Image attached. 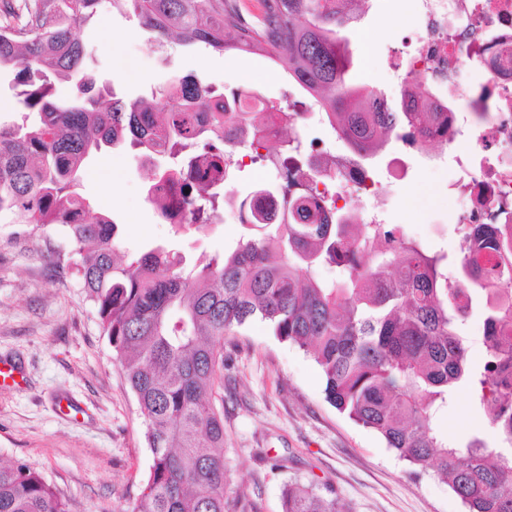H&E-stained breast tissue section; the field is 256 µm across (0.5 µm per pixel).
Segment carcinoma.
<instances>
[{
	"label": "carcinoma",
	"mask_w": 512,
	"mask_h": 512,
	"mask_svg": "<svg viewBox=\"0 0 512 512\" xmlns=\"http://www.w3.org/2000/svg\"><path fill=\"white\" fill-rule=\"evenodd\" d=\"M157 41L262 52L324 105L328 124L358 166L391 139L429 135L446 145L448 124L412 96L391 100L350 77L342 31L367 0H259L246 19L230 0H111ZM101 0H20L0 9V69L14 71L21 122L0 124V218L44 233L67 229L57 273L78 281L95 308L146 420L151 465L131 512H231L224 464V336L254 319L303 349L319 367L325 397L378 433L412 473L433 475L468 512H512V224H487L465 241L454 278L448 256L400 224H349L334 187L283 176L237 201L249 230L234 250L189 264L162 246L133 258L116 250L118 226L79 191L78 173L104 146L156 145L177 164L158 179L195 181L182 223L206 226L215 183L235 145L224 129V94L191 78L127 99L96 86L90 47L74 30ZM74 83L57 94L55 80ZM236 123L259 130L293 114L248 90L233 95ZM334 267V280L318 275ZM483 318L474 361L458 323ZM461 388L486 415L501 450L474 436L448 445L436 415ZM283 512H339L331 489L289 483ZM0 512H68L36 469L0 464Z\"/></svg>",
	"instance_id": "carcinoma-1"
}]
</instances>
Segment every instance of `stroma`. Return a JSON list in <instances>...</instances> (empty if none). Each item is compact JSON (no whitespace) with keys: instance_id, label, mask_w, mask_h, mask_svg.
<instances>
[{"instance_id":"35a3bbf8","label":"stroma","mask_w":512,"mask_h":512,"mask_svg":"<svg viewBox=\"0 0 512 512\" xmlns=\"http://www.w3.org/2000/svg\"><path fill=\"white\" fill-rule=\"evenodd\" d=\"M415 0H369L346 29L349 41L370 32L371 57L359 59L356 84L386 88L395 50L416 34ZM93 50L95 70L128 98L174 76H194L224 93L259 91L287 106L295 86L287 69L259 54L216 52L205 46L160 44L136 17L102 0L95 17L77 30ZM403 155L405 180H395L389 159ZM467 155L464 136L445 150L418 152L391 142L372 164L386 195L384 223L435 249L457 254L453 226L459 208L448 190ZM153 169L136 147L102 149L82 176L93 205L119 227L121 253L134 256L166 244L187 257L235 247L243 228L235 218L203 234H175L146 200ZM63 227L49 237L24 224L0 223V359L21 365L19 383H0V461L22 460L39 470L67 501L69 512H126L151 464L146 423L115 351L81 285L55 273L67 252ZM314 361L279 340L262 321L236 328L224 340V459L230 497L255 512H282V492L297 480L332 487L342 512H466L437 478L414 477L405 461L372 430L329 404ZM448 439L478 435L496 447L485 416L459 392L441 416ZM287 461L272 466L273 458Z\"/></svg>"}]
</instances>
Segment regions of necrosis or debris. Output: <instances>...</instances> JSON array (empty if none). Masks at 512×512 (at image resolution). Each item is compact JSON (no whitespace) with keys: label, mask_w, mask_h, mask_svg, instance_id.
<instances>
[{"label":"necrosis or debris","mask_w":512,"mask_h":512,"mask_svg":"<svg viewBox=\"0 0 512 512\" xmlns=\"http://www.w3.org/2000/svg\"><path fill=\"white\" fill-rule=\"evenodd\" d=\"M422 36L406 55V69L429 74L433 89L426 104L447 113L452 126L468 122L471 159L453 184L467 202L463 224H512V0H419ZM478 68L485 93L464 87L463 68ZM336 171L337 207L354 196L378 195L380 186L350 159H324L312 152L298 172L320 182L324 166Z\"/></svg>","instance_id":"obj_1"}]
</instances>
